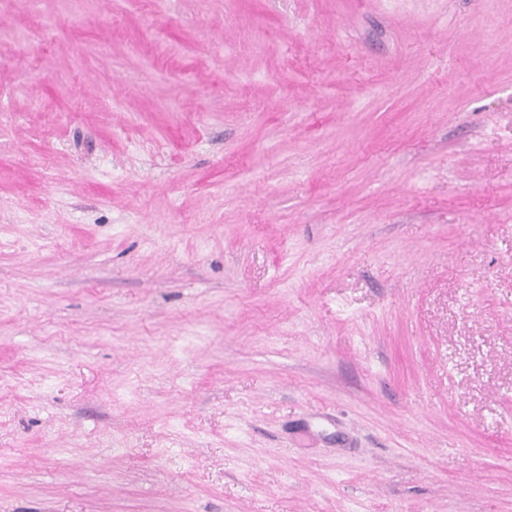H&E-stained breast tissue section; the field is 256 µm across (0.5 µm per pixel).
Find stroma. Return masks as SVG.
Wrapping results in <instances>:
<instances>
[{"instance_id":"35a3bbf8","label":"stroma","mask_w":512,"mask_h":512,"mask_svg":"<svg viewBox=\"0 0 512 512\" xmlns=\"http://www.w3.org/2000/svg\"><path fill=\"white\" fill-rule=\"evenodd\" d=\"M0 512H512V0H0Z\"/></svg>"}]
</instances>
